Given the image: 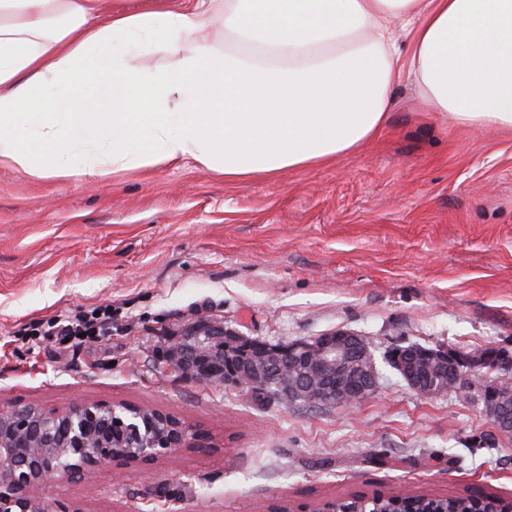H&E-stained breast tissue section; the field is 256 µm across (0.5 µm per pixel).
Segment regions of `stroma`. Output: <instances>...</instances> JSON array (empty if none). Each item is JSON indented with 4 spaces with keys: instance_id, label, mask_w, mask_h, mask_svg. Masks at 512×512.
Wrapping results in <instances>:
<instances>
[{
    "instance_id": "35a3bbf8",
    "label": "stroma",
    "mask_w": 512,
    "mask_h": 512,
    "mask_svg": "<svg viewBox=\"0 0 512 512\" xmlns=\"http://www.w3.org/2000/svg\"><path fill=\"white\" fill-rule=\"evenodd\" d=\"M104 307L90 342L46 333ZM201 317L273 345L356 332L378 388L352 407L286 406L188 381L159 357ZM408 345L512 355V130L429 111L409 79L378 137L273 177L0 165V403H131L210 443L56 482L53 512H311L392 489L512 499V435L472 399L407 386L385 355Z\"/></svg>"
}]
</instances>
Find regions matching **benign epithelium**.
I'll return each instance as SVG.
<instances>
[{"mask_svg": "<svg viewBox=\"0 0 512 512\" xmlns=\"http://www.w3.org/2000/svg\"><path fill=\"white\" fill-rule=\"evenodd\" d=\"M187 333L197 344L184 359L199 382L252 386L243 366L260 344L244 339L237 349L226 347L221 363L208 344L214 336L227 335L222 322L201 317L188 325ZM275 351L279 359L267 367L265 387L274 389L276 400L285 405L299 400L318 405L328 392L355 405L378 383L371 348L349 331L332 332L322 341L281 344ZM391 363L419 394L472 397L499 433H512V408L499 401L500 384L512 377L511 356L498 350L478 356L458 348L404 346L392 353ZM116 417L125 423V432L113 430ZM185 447H202L189 424L143 406L91 401L66 407L1 406L0 512H48L46 489L54 480L88 477L109 462L131 463Z\"/></svg>", "mask_w": 512, "mask_h": 512, "instance_id": "1", "label": "benign epithelium"}]
</instances>
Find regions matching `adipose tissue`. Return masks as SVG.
<instances>
[{"instance_id": "obj_1", "label": "adipose tissue", "mask_w": 512, "mask_h": 512, "mask_svg": "<svg viewBox=\"0 0 512 512\" xmlns=\"http://www.w3.org/2000/svg\"><path fill=\"white\" fill-rule=\"evenodd\" d=\"M101 3L0 0V162L93 177L103 146L116 171L318 166L383 130L405 75L431 111L512 129V0ZM155 51L167 66L134 65Z\"/></svg>"}]
</instances>
